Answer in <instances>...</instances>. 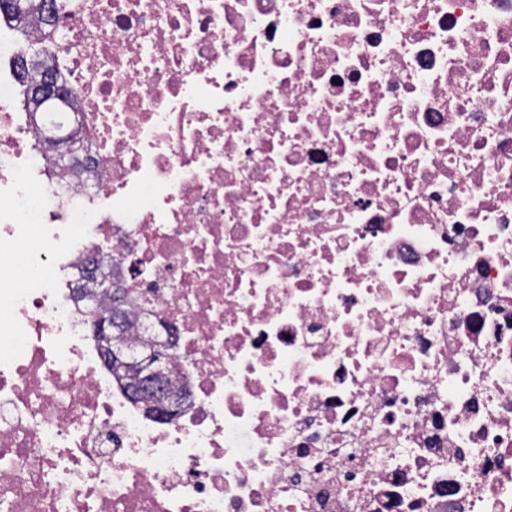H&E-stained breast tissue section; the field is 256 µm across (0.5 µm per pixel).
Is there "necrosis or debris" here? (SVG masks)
<instances>
[{"label":"necrosis or debris","mask_w":512,"mask_h":512,"mask_svg":"<svg viewBox=\"0 0 512 512\" xmlns=\"http://www.w3.org/2000/svg\"><path fill=\"white\" fill-rule=\"evenodd\" d=\"M55 3L73 111L0 21V512H512V0ZM29 102L32 104V112H41V108L47 102V97L66 98V92L61 86L55 85L46 79L41 81L34 74H30L26 80ZM124 323L126 319L116 308L112 313L94 316V335L104 360L111 366L123 370L129 377V394L147 414L174 420L187 400L185 394L168 387L166 381L168 350L174 346L176 336H152L144 351L133 357L122 345L121 336H117L119 326ZM114 367L108 368L123 382L125 377ZM123 385L130 398L124 383ZM130 400L136 404L131 398Z\"/></svg>","instance_id":"obj_1"}]
</instances>
